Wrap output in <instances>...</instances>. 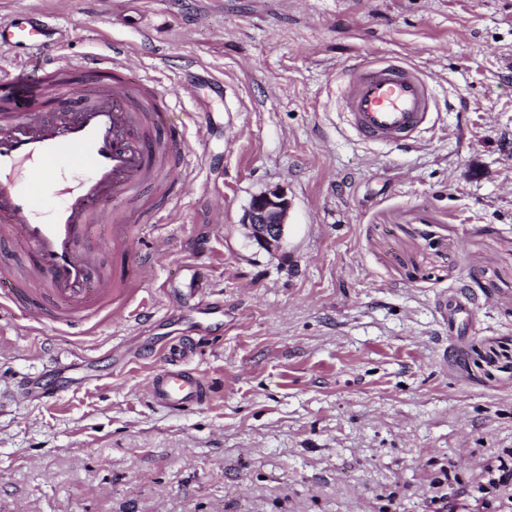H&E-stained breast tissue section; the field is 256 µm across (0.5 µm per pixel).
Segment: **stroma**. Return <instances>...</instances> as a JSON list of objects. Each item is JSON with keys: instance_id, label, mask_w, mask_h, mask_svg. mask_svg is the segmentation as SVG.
I'll list each match as a JSON object with an SVG mask.
<instances>
[{"instance_id": "stroma-1", "label": "stroma", "mask_w": 512, "mask_h": 512, "mask_svg": "<svg viewBox=\"0 0 512 512\" xmlns=\"http://www.w3.org/2000/svg\"><path fill=\"white\" fill-rule=\"evenodd\" d=\"M14 11L54 16L66 60L126 47L135 78L191 84L160 133L196 154L173 222L132 215L102 255L141 281L130 318L82 338L0 315V512H432L451 460L452 512H482L484 454L512 448V0H0ZM383 59L434 88L407 145L343 114L351 64ZM274 187L293 206L268 252L242 218ZM199 318L212 398L159 406L146 386Z\"/></svg>"}]
</instances>
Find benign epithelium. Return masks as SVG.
I'll use <instances>...</instances> for the list:
<instances>
[{
    "label": "benign epithelium",
    "instance_id": "7a95c632",
    "mask_svg": "<svg viewBox=\"0 0 512 512\" xmlns=\"http://www.w3.org/2000/svg\"><path fill=\"white\" fill-rule=\"evenodd\" d=\"M292 202L276 188L255 196L246 211L243 224L249 237L261 249L278 251L283 247L285 226Z\"/></svg>",
    "mask_w": 512,
    "mask_h": 512
}]
</instances>
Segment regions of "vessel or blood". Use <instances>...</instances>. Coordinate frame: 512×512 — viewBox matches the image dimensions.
<instances>
[{
  "label": "vessel or blood",
  "instance_id": "b4317fda",
  "mask_svg": "<svg viewBox=\"0 0 512 512\" xmlns=\"http://www.w3.org/2000/svg\"><path fill=\"white\" fill-rule=\"evenodd\" d=\"M65 34L48 14L23 11L0 20V49L58 48ZM76 73L104 80L102 91L66 83L56 90L61 104L43 105L42 87L27 85L15 63L0 64V91L18 96L16 111L0 114V235L20 231L31 262L24 274L0 266V309L23 310L34 324L54 322L86 334L91 319L111 311L123 279L100 260L101 246L122 252L128 230L121 217L105 221L108 199H131L146 185L168 191L187 163L182 133L166 151L147 138L162 124L163 107L190 96L189 84L165 94L150 83L134 84L111 62L89 59ZM434 104L433 87L413 68L390 61L356 64L344 110L362 140L407 144L424 131ZM59 199L44 209L47 195ZM98 226L100 246L87 242ZM183 343L172 367L154 375L148 393L168 408L205 405L211 385L182 366L198 348Z\"/></svg>",
  "mask_w": 512,
  "mask_h": 512
}]
</instances>
